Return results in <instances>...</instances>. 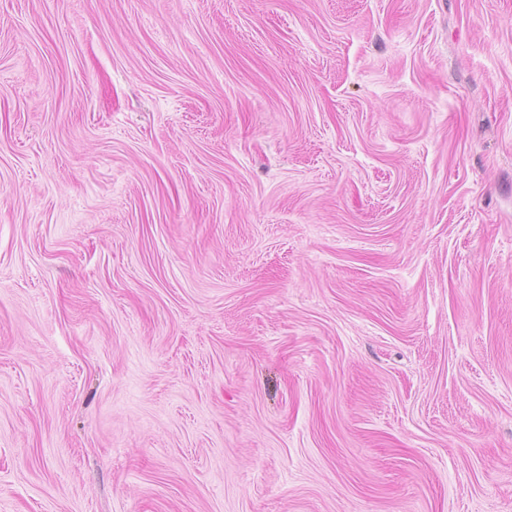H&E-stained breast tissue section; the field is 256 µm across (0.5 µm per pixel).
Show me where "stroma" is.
<instances>
[{"instance_id": "obj_1", "label": "stroma", "mask_w": 512, "mask_h": 512, "mask_svg": "<svg viewBox=\"0 0 512 512\" xmlns=\"http://www.w3.org/2000/svg\"><path fill=\"white\" fill-rule=\"evenodd\" d=\"M0 512H512V0H0Z\"/></svg>"}]
</instances>
